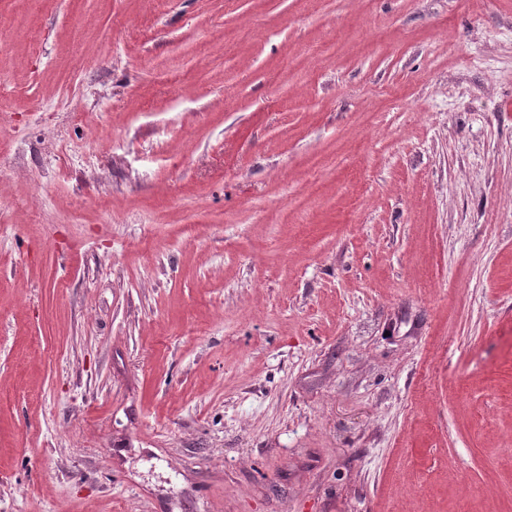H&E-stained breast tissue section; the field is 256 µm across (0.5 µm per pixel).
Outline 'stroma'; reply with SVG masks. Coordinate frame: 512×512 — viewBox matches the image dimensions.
<instances>
[{"label":"stroma","mask_w":512,"mask_h":512,"mask_svg":"<svg viewBox=\"0 0 512 512\" xmlns=\"http://www.w3.org/2000/svg\"><path fill=\"white\" fill-rule=\"evenodd\" d=\"M0 512H512V0H0Z\"/></svg>","instance_id":"1"}]
</instances>
